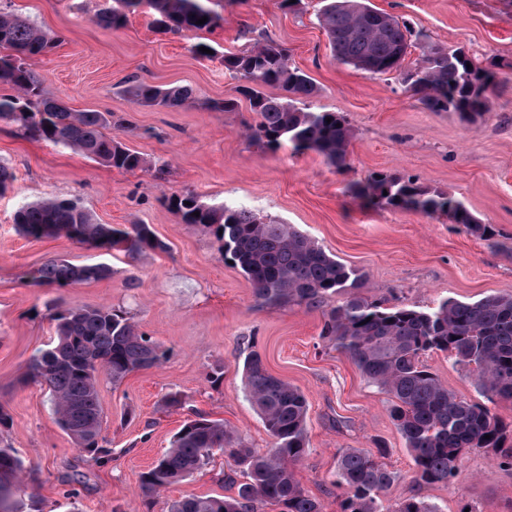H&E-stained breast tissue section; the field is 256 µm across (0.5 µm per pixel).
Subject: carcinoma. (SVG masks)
<instances>
[{
	"label": "carcinoma",
	"mask_w": 512,
	"mask_h": 512,
	"mask_svg": "<svg viewBox=\"0 0 512 512\" xmlns=\"http://www.w3.org/2000/svg\"><path fill=\"white\" fill-rule=\"evenodd\" d=\"M155 12L161 34L212 30L219 20L212 0H115L95 22L118 30L127 13L141 4ZM207 17L200 24L198 19ZM332 58L339 64L373 74L397 72L404 91L431 112H455L469 122L482 116L495 72L464 48L439 44L421 47L410 67L403 66L418 35L404 20L371 7L368 0H321L317 14ZM53 47L52 38L30 21L0 12V84L15 94L0 96V122L13 124L36 138L71 148L89 159L118 170L144 168L146 161L105 129L124 120L112 112H73L62 101L46 98L30 61ZM224 69L243 81L239 92L248 99L255 123L249 136L264 148L288 143L297 152L312 150L338 170L347 166L352 131L338 112L313 111L318 93L313 79L289 63L288 48L262 38L248 50L224 55ZM279 89L271 96L264 88ZM124 92L141 106L178 108L192 102L191 89L155 87L135 80ZM350 191L377 207H395L427 215L448 214L482 240L495 232L448 194L422 186L410 177L378 173L349 185ZM173 212L184 224L210 229L222 242L224 260L233 261L266 304L322 309L320 337L348 355L367 382L390 398L389 416L414 463L418 487L446 483L458 462L473 449H491L512 460V421L493 406L512 403V295H487L468 302L447 298L427 310L384 305L362 293L364 274L326 252L291 224L259 217L242 208L208 204L192 192L173 197ZM199 215H194V212ZM17 231L40 239L64 236L89 248L107 241L112 250L134 259L145 250L165 249L147 224L119 228L97 224L72 203L43 199L15 215ZM112 275L104 263L74 264L50 260L34 281L58 288L99 281ZM335 294L343 300L332 306ZM57 342L33 356L27 377L47 387L60 428L77 448L95 461L108 459L99 444L104 416L98 397L99 371L117 383L130 373L158 365L165 353L138 329L133 318L111 306L66 308L50 315ZM442 352L458 365L473 367L476 386L486 402L467 400L444 385L423 362ZM246 396L260 416L273 446L256 451L203 415L185 421L168 448L146 472L140 490L151 499L162 489L204 468L215 451L233 458L244 481L232 497H189L173 503L170 512H257L271 505L279 512H323L295 479L294 466L308 446V401L303 391L271 374L261 354L251 351L243 363ZM387 444L374 449H346L336 459L333 485L348 490L339 512H441L413 494L392 502L383 493L397 475L383 459ZM22 459L0 444V512H22L17 491L25 476Z\"/></svg>",
	"instance_id": "carcinoma-1"
}]
</instances>
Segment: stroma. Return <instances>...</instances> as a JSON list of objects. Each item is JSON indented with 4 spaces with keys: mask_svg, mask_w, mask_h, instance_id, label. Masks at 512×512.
Instances as JSON below:
<instances>
[{
    "mask_svg": "<svg viewBox=\"0 0 512 512\" xmlns=\"http://www.w3.org/2000/svg\"><path fill=\"white\" fill-rule=\"evenodd\" d=\"M370 3L407 21L420 42L461 46L495 63L498 83L476 123L423 109L396 74L334 61L317 21L320 0H304L297 14L280 9L278 0H219L217 26L197 35L156 33L145 5L129 13L123 28L105 30L95 17L112 0H0V9L26 17L55 42L32 62L44 94L74 112L124 118L120 138L146 160L145 169L117 170L0 122V164L15 176L0 192V405L12 417L0 439L29 467L25 492L41 512H168L186 497L235 495L242 475L220 452L151 504H144L139 485L182 424L198 414L223 421L257 451L270 448L244 392L243 361L253 350L270 373L307 397L310 450L294 473L324 512H338L343 496L333 484L338 453L372 449L377 438L386 442L385 464L397 476L385 499L417 492L441 512H512V467L482 450L464 456L451 482L415 488L388 396L321 339L320 312L263 304L210 230L181 223L169 205L191 190L206 203L294 225L364 273L368 295L390 305L428 309L448 297L512 294V0ZM262 36L286 46L291 65L313 79L319 92L312 110L341 113L353 128L347 170L311 151H269L247 138L255 116L223 56ZM197 43L211 46L212 57L197 56ZM132 76L153 86L190 87L194 99L178 111L136 105L124 92ZM224 99L236 100V108L210 109L211 101ZM377 172L447 192L494 227V240L476 238L444 215L376 208L349 192L350 183ZM47 198L77 204L100 224L150 225L165 247L132 259L61 236L19 234L16 212ZM54 258L105 263L112 275L65 288L36 285L34 270ZM105 305L127 311L165 357L117 385L100 375L102 436L112 451L100 465L58 426L47 389L25 372L55 339L50 309ZM424 362L449 391L481 401L470 368L441 352ZM170 393L181 396L180 408L164 406Z\"/></svg>",
    "mask_w": 512,
    "mask_h": 512,
    "instance_id": "1",
    "label": "stroma"
}]
</instances>
